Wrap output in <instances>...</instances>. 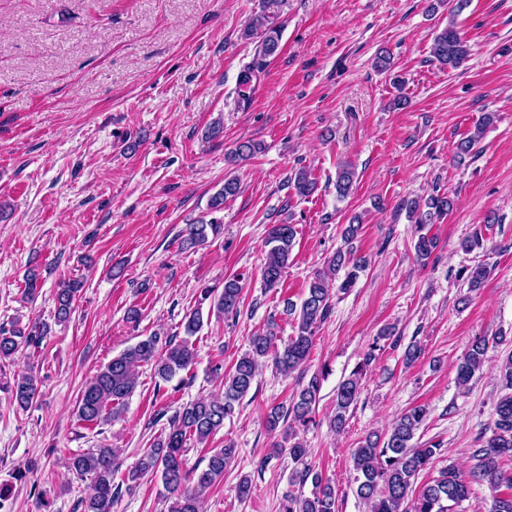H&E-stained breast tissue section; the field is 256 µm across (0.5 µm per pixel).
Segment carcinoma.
<instances>
[{"mask_svg": "<svg viewBox=\"0 0 512 512\" xmlns=\"http://www.w3.org/2000/svg\"><path fill=\"white\" fill-rule=\"evenodd\" d=\"M261 33V57L266 59L279 50L280 29L269 24L266 14L255 16L248 24L245 35ZM432 57L442 69L455 70L471 56L468 41L461 35L453 19L448 21L434 36ZM258 144L252 140L239 142L227 157L235 163L251 158ZM355 171L342 165L336 171L335 190L339 198L350 195ZM300 196L314 193L316 181L308 172H298L294 179ZM238 191L235 178H228L209 200L212 217L187 225L183 245L193 248L224 232V219L216 213L224 210V201ZM454 205L446 192L433 190L425 199L412 198L404 201L408 217L417 224L415 243L417 259L427 263L437 248L435 237L425 232L426 225L434 218L448 214ZM362 229L359 217L350 219L342 236L346 249L337 250L328 258L326 270L317 272L309 282L300 305L288 303V315L295 322L294 334L283 339L269 329L251 336L248 349L236 360L228 373L224 364L212 367L214 377L221 379L223 392L201 397L181 406L168 418V426L144 450L127 479L135 482L151 474L160 475L168 512H201L205 494L224 477V469L234 459V443L227 442L210 450L206 467L188 471L185 467L189 441L204 444L224 428V421L232 417L240 402L251 391L260 367L269 362L284 375L292 374L306 364L314 343L315 333L331 311L330 286L342 269L345 278L339 288L346 290L355 283L358 273L365 269L366 259L357 255L355 241ZM296 228L292 224H274L268 231L266 245L269 249L261 270L266 287L276 288L288 265ZM468 288L475 292L482 288L488 277L487 267L478 265L470 271H461ZM82 283L68 280L60 283L55 293V316L58 321L69 319L73 302ZM204 299L210 301V309L217 315L238 310L242 299V284L238 277L224 279L222 290L206 288ZM186 338H162L147 336L127 347L104 365L81 389L76 409L77 421L86 426H99L120 418L124 407L139 383V368L149 365L154 376L164 383L171 382L180 372L188 371L195 364V351L189 338L196 335L203 323L202 314L196 310L184 317ZM49 335V327L37 321L21 324L15 320L9 326L0 325V361H6L23 348L37 349ZM489 341L477 336L457 365V380L462 386L480 371L486 361ZM376 347H371L362 363L336 388V413L330 421L335 429L346 424V413L354 406L361 393L364 370L376 358ZM506 386L511 393L500 398L495 406L492 435L484 445L474 450L476 464L469 478L462 477L450 467L440 478L418 488V475L439 451L436 444L416 447L411 444L416 431L428 416L426 407L414 406L402 413L385 435L369 433L353 452V468L356 472V494L367 504L370 512H452L451 505L466 500L471 493V483L483 482L498 491L501 487L512 490V472L502 470L503 459L512 460V355L501 366ZM322 376L314 373L308 380L300 381L299 387L287 402L268 408L265 428L273 433L283 429L284 442L288 443V455L296 465L293 481L299 486L312 482L314 491L307 497L302 493L292 495L285 505V512H336V490L322 475L306 463L308 454L303 442L297 439V429L315 423L316 405L320 400ZM14 404L21 409L30 408L38 393L39 380L33 373H22L7 386ZM117 451L110 446L92 448L75 455L70 469L79 477L88 476L92 481L91 492L81 500L83 512H113L119 498V486L114 484Z\"/></svg>", "mask_w": 512, "mask_h": 512, "instance_id": "carcinoma-1", "label": "carcinoma"}]
</instances>
